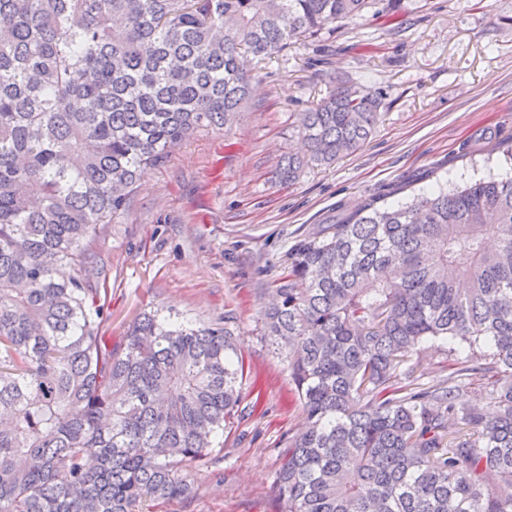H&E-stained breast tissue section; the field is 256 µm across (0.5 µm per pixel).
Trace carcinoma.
<instances>
[{
  "instance_id": "carcinoma-1",
  "label": "carcinoma",
  "mask_w": 512,
  "mask_h": 512,
  "mask_svg": "<svg viewBox=\"0 0 512 512\" xmlns=\"http://www.w3.org/2000/svg\"><path fill=\"white\" fill-rule=\"evenodd\" d=\"M404 0H0V512H142L191 494L238 411L219 323L145 312L118 349L81 273L144 169L250 97L247 56ZM379 102L339 82L298 113L309 154L360 149ZM407 193L406 201L390 197ZM262 310L303 422L276 512H512V177L412 183L319 224ZM448 341V377L414 356ZM484 393L490 417L470 394Z\"/></svg>"
}]
</instances>
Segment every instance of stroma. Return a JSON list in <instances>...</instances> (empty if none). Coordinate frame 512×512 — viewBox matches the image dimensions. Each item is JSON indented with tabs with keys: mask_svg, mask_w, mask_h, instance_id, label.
Listing matches in <instances>:
<instances>
[{
	"mask_svg": "<svg viewBox=\"0 0 512 512\" xmlns=\"http://www.w3.org/2000/svg\"><path fill=\"white\" fill-rule=\"evenodd\" d=\"M255 88L227 130H201L147 170L125 211L104 225L82 275L107 291L100 334L123 344L142 311L226 320L246 372L238 414L215 461L188 470L192 497L152 512H276L282 451L302 423L285 363L260 310L295 242L348 206L436 171L451 188L512 175V0H410L365 12L253 63ZM380 102L368 142L291 184L278 170L303 153L297 113L337 81Z\"/></svg>",
	"mask_w": 512,
	"mask_h": 512,
	"instance_id": "35a3bbf8",
	"label": "stroma"
}]
</instances>
